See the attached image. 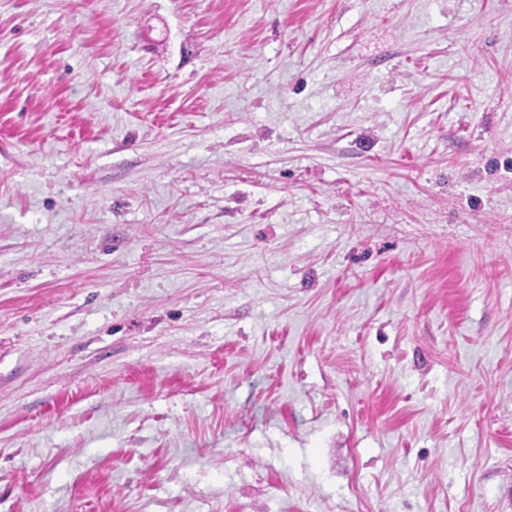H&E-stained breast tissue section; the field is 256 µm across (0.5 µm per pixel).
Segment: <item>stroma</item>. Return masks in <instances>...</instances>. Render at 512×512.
Listing matches in <instances>:
<instances>
[{"label": "stroma", "mask_w": 512, "mask_h": 512, "mask_svg": "<svg viewBox=\"0 0 512 512\" xmlns=\"http://www.w3.org/2000/svg\"><path fill=\"white\" fill-rule=\"evenodd\" d=\"M0 512H512V0H0Z\"/></svg>", "instance_id": "obj_1"}]
</instances>
